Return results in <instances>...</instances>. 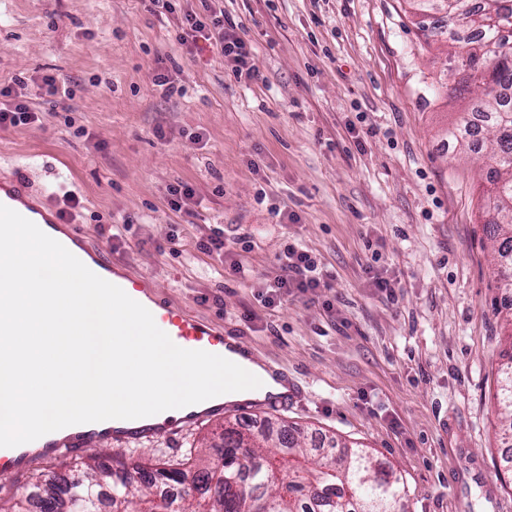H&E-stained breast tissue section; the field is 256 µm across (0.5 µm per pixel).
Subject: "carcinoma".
I'll list each match as a JSON object with an SVG mask.
<instances>
[{
	"instance_id": "1",
	"label": "carcinoma",
	"mask_w": 512,
	"mask_h": 512,
	"mask_svg": "<svg viewBox=\"0 0 512 512\" xmlns=\"http://www.w3.org/2000/svg\"><path fill=\"white\" fill-rule=\"evenodd\" d=\"M417 28L429 30L434 0H406ZM473 37L462 44L456 66L481 89L466 116L447 131L449 139L471 151L482 148L469 126L483 119L489 134L490 184L487 206L496 219L483 225L498 261L496 287L512 298V100L500 90L512 86V7L505 0H483L465 21ZM494 399L512 435V353L500 364ZM309 446L299 432L271 424L238 429L224 425L221 442L210 445L219 460L204 454L189 469L158 464L145 474L103 470L95 456L68 478L56 475L33 487L41 512H98V494L106 486L113 512H401L399 478L375 464L360 443ZM31 492L17 501L0 500V512H30Z\"/></svg>"
}]
</instances>
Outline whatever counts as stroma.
Returning a JSON list of instances; mask_svg holds the SVG:
<instances>
[{
    "label": "stroma",
    "instance_id": "1",
    "mask_svg": "<svg viewBox=\"0 0 512 512\" xmlns=\"http://www.w3.org/2000/svg\"><path fill=\"white\" fill-rule=\"evenodd\" d=\"M201 10V0L172 14L150 0H0V82L28 77L41 115L0 128V168L19 167L36 190L65 172L80 230L124 272L242 337L301 393L170 440L102 444L97 464H176L225 421L269 420L371 448L399 477L407 512H512V451L492 398L504 329L482 230L489 158L457 153L445 134L461 116L437 90L446 44L425 43L405 0H224L259 71L239 77L208 41L181 44L184 13ZM158 73L183 94L155 85ZM46 75L67 79L71 114L40 95ZM179 181L202 200L195 216L167 204ZM124 216L134 223L116 248ZM212 225L250 280L219 275L196 250ZM287 238L320 259L333 310L257 300ZM370 266L393 295L370 287ZM75 462L64 454L0 476V500Z\"/></svg>",
    "mask_w": 512,
    "mask_h": 512
}]
</instances>
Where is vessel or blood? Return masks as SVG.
Segmentation results:
<instances>
[{
    "label": "vessel or blood",
    "instance_id": "obj_1",
    "mask_svg": "<svg viewBox=\"0 0 512 512\" xmlns=\"http://www.w3.org/2000/svg\"><path fill=\"white\" fill-rule=\"evenodd\" d=\"M0 204L15 210L38 225L56 227L63 222L61 207L56 201L55 193L46 189L32 190L29 184L11 169L0 171ZM68 238L77 246V257L85 266L103 279L119 286L135 301L148 304L157 327L182 348L204 350L221 356L232 353L248 360L250 364H257V357L241 337L164 301L151 293L150 285L146 281L116 271L114 262L105 250L90 247L84 233L77 228H70ZM274 377L284 385V392L247 400V407H288L293 400L292 392L286 388L288 378L279 371L275 372ZM225 408V403L220 402L202 410L190 409L176 417L155 420L146 426L138 425L133 420L120 419L106 426L80 424L74 432L62 437L45 435L13 448L0 447V473L19 474L28 470L35 459H52L63 452L76 456L84 448L104 441L128 444L150 439H167L179 434L188 426L200 424L212 416L223 413Z\"/></svg>",
    "mask_w": 512,
    "mask_h": 512
}]
</instances>
